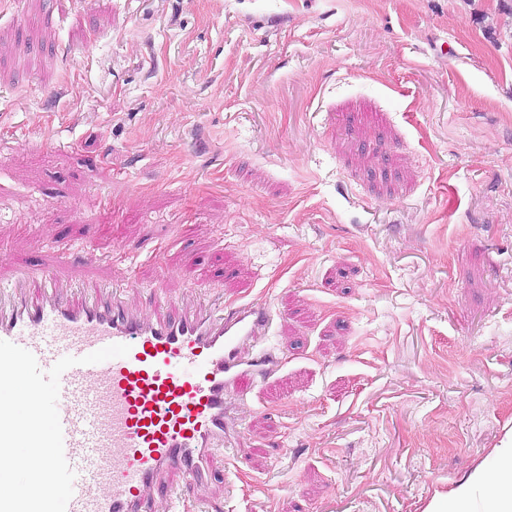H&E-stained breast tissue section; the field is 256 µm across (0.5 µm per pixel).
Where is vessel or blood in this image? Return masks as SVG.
Returning <instances> with one entry per match:
<instances>
[{
  "mask_svg": "<svg viewBox=\"0 0 512 512\" xmlns=\"http://www.w3.org/2000/svg\"><path fill=\"white\" fill-rule=\"evenodd\" d=\"M56 271L38 265L0 288V340L30 351L41 371L112 344L127 356L79 364L60 377L64 454L75 473L66 512H148L145 490L171 497L207 480L213 449L227 445L228 405L270 374L280 354H246L271 325L269 302L219 312L169 305L128 312L96 288L51 293Z\"/></svg>",
  "mask_w": 512,
  "mask_h": 512,
  "instance_id": "vessel-or-blood-1",
  "label": "vessel or blood"
}]
</instances>
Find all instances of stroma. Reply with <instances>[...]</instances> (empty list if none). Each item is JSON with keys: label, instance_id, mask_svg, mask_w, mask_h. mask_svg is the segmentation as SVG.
<instances>
[{"label": "stroma", "instance_id": "35a3bbf8", "mask_svg": "<svg viewBox=\"0 0 512 512\" xmlns=\"http://www.w3.org/2000/svg\"><path fill=\"white\" fill-rule=\"evenodd\" d=\"M0 283L268 300L284 358L151 512H473L512 454V0H12ZM111 195L104 209L102 195ZM137 244L134 253L125 244Z\"/></svg>", "mask_w": 512, "mask_h": 512}]
</instances>
